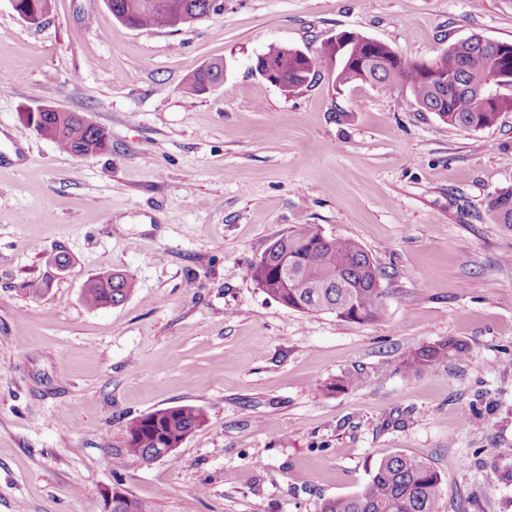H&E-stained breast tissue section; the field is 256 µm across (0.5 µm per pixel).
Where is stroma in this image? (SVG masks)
<instances>
[{"label": "stroma", "mask_w": 512, "mask_h": 512, "mask_svg": "<svg viewBox=\"0 0 512 512\" xmlns=\"http://www.w3.org/2000/svg\"><path fill=\"white\" fill-rule=\"evenodd\" d=\"M342 32L433 60L477 34L512 43V0H224L132 29L105 0H53L32 26L0 0V512H316L403 452L440 474L445 512H512V112L480 130L406 108L403 88L289 95L254 68ZM214 60L204 91L191 73ZM83 114L109 147L76 157L23 115ZM357 240L385 277L362 323L268 297L249 266L287 228ZM71 263L59 272L52 259ZM125 273L116 307L86 284ZM448 338L465 358L399 365ZM360 372L366 386L322 387ZM177 405L206 421L177 463L121 454L128 422ZM489 210L501 224H512V189L501 191L488 204ZM132 291L129 278L120 271L101 274L91 279L84 288V301L90 308H104L122 304Z\"/></svg>", "instance_id": "obj_1"}]
</instances>
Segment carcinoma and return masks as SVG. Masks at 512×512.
Here are the masks:
<instances>
[{"instance_id":"1","label":"carcinoma","mask_w":512,"mask_h":512,"mask_svg":"<svg viewBox=\"0 0 512 512\" xmlns=\"http://www.w3.org/2000/svg\"><path fill=\"white\" fill-rule=\"evenodd\" d=\"M112 15L131 28H169L173 16L183 23L207 15L210 0H107ZM346 46L326 43L319 54L300 57L284 45H272L262 54L274 69L281 89L293 94L310 82L322 59L339 62L335 82L376 84L384 89L401 85L408 90L406 102L425 111L448 103L439 118L449 126L477 130L491 126L502 112L512 111V96L492 94V83L512 84V57L505 58L507 44L470 37V43L451 44L439 57V65L452 74L457 85L442 87L428 81L416 61L390 59L387 48L374 49L368 38L346 34ZM224 64L212 62L190 78L197 91L221 71ZM41 134L74 156H90L108 147L104 129L91 130L69 112H47ZM489 210L501 224H512V189L495 195ZM267 261L250 266V277L266 295L282 305L308 313L333 314L351 321L376 319L382 310L383 272L357 241L327 236L315 224H298L281 233L265 250ZM132 291L129 278L112 271L90 280L84 301L90 308L122 304ZM464 344L451 339L421 346L401 363L406 371L429 370L451 357H460ZM365 378L347 373L323 386L328 393L361 388ZM205 421L204 412L193 405L173 406L132 419L127 425L124 453L151 461L165 455L177 462V448ZM442 480L425 460L394 453L376 463L370 478L357 493L321 500L316 512H442ZM113 512H150L142 501L121 495Z\"/></svg>"}]
</instances>
